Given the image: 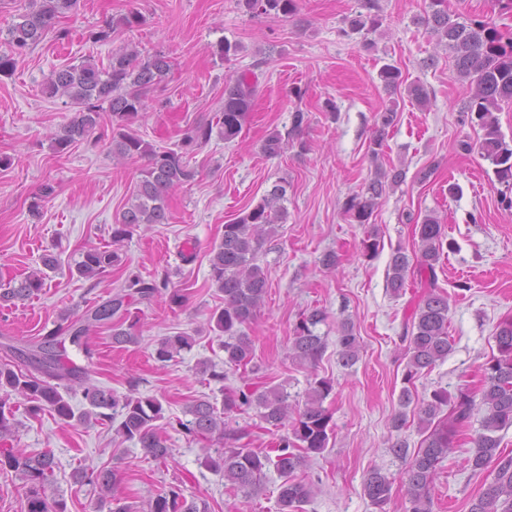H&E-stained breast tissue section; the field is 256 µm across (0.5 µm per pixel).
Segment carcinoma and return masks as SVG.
I'll return each mask as SVG.
<instances>
[{
  "mask_svg": "<svg viewBox=\"0 0 512 512\" xmlns=\"http://www.w3.org/2000/svg\"><path fill=\"white\" fill-rule=\"evenodd\" d=\"M80 0H28L25 13L8 27L5 41L9 52L0 53V77L10 76L18 62L51 31L58 39L68 36L65 29H56L58 18L78 10ZM240 8L251 18L287 17L298 10V0H238ZM378 0H361L360 11L345 19L350 30L366 34L380 25ZM141 20L139 12L131 10L118 20H106L90 33L96 42H109L119 27H131ZM438 43L452 53L453 66L459 78L474 87L461 111L463 123H475L482 131L476 142H463L466 152H478L494 166L499 184L512 188V145L503 138L495 112L501 104H512V43L502 42L498 30L488 23L472 19L459 21L448 12L447 0H430V13L423 19ZM173 63L162 52L141 55L134 49L122 48L112 53L107 66L86 60L79 65L52 71L43 83L42 92L49 98H66L77 107L74 115L52 133L55 150L65 153L74 144L88 139L98 129L111 131L112 158L122 162L143 161L141 177L132 193L130 204L112 225V241L121 242L142 224H167L170 220L168 201L184 183L194 179L195 172L186 160L187 148L200 147L212 138L214 126L224 141L235 140L242 132L258 93L257 80L245 75L229 76L224 80V106L216 123L197 122L185 129L179 149H164L145 141L132 129L137 118L148 108L146 92L162 82L171 72ZM387 89L398 90L404 83L402 72L393 65L379 71ZM398 113L391 107L378 113L376 128L368 147L372 160L382 153L389 129L397 123ZM305 122L297 110L291 128L272 132L263 144V153L278 157L288 146L306 150L300 139ZM406 179V171L393 168L378 170L365 192L346 198L343 211L356 224H368L388 186H398ZM288 183L276 182L253 207L246 208L232 222L223 225L218 240L210 246L211 279L222 294V305L209 317L214 331L224 336V366L201 364V372L221 384L227 370L246 368L254 359L253 341L246 328L260 312L268 292V277L256 263V257L267 238L274 235L277 225L286 221ZM414 224L418 252L409 256L402 247L391 254L386 287L400 293L409 275L418 277V292L411 321L406 323L400 341L408 358L404 381L410 383L425 369L448 358L452 345L448 335V296L438 289L437 264L443 254L445 226L435 214H408ZM381 241L374 230L366 232L360 241L361 255L375 258L381 251ZM122 257L114 250L95 247L83 252L75 265L77 274L94 278L119 266ZM45 288L41 272L24 275L0 290V307H9L37 295ZM167 291V278L145 279L131 275L123 290L103 302H97L82 315H67L60 324L32 343L19 356L26 369L9 363L0 364V471L12 470L26 483L24 512H67L66 500L48 497L46 486L54 476L55 460L49 451L30 453L12 443L15 435L14 409L11 396L28 403L33 417L49 412L61 421L74 418L88 423L115 427L117 435L135 441L145 456L164 462L172 449L162 436L166 429L165 409L154 396H135L139 380L129 381L132 394L120 397L112 390L97 385L88 371L74 365L65 356V342L81 349L87 358L93 352L88 344L92 331L107 328L112 344L123 346L136 341L135 328L140 321L131 311L133 298L149 301ZM169 292V291H167ZM185 294L175 289L169 292V302L180 306ZM326 320L325 314L314 309L301 314L290 338L289 354L301 364L314 365L322 357L326 343L315 333V327ZM338 355L346 367L353 366L360 352V337L354 326L338 325ZM497 353L482 366L483 387L480 403L473 394L460 387L453 396L442 388L435 389L417 403L418 424L426 436L410 457L405 470L406 512H433L432 490L440 464L454 447L458 430L470 425L475 412L482 411L479 430L473 439L476 451L468 459L475 472L494 467L493 480L472 500L469 512H512V456L500 450L497 432L512 427V319L496 328ZM195 339L187 334L166 336L155 348V359L169 362L183 350H189ZM81 391L88 409L75 414L69 397ZM333 391L325 378H313L304 399H290L280 385H245L223 391V409L208 399H195L186 409L190 419L178 421L180 431L194 440L206 443L201 464L224 473L230 489L249 497L260 490L266 472L273 469L281 483L277 497L278 512H301L314 492V484L295 476L306 464L310 454H320L328 446L334 431L332 416L323 406ZM257 411L261 420L278 432L273 453H262L250 447V432L233 419L232 414ZM76 482L95 486L100 505L108 512H133V507L115 494L121 474L114 467L81 469ZM364 493L377 512H386L392 497V482L380 469L370 470L364 480ZM147 512H206V504L187 499L178 485L160 490L147 503Z\"/></svg>",
  "mask_w": 512,
  "mask_h": 512,
  "instance_id": "obj_1",
  "label": "carcinoma"
}]
</instances>
